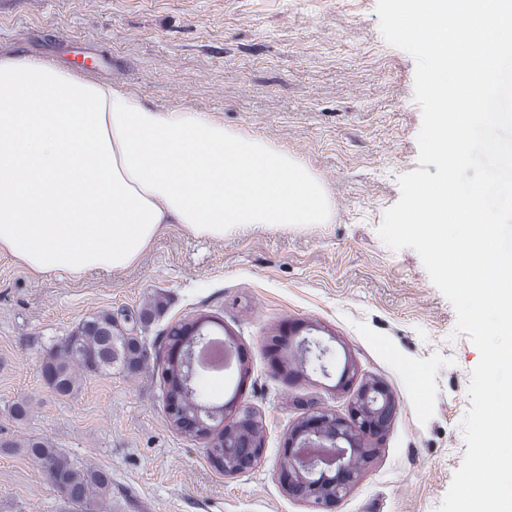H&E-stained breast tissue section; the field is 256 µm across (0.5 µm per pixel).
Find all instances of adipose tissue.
Wrapping results in <instances>:
<instances>
[{
	"label": "adipose tissue",
	"mask_w": 512,
	"mask_h": 512,
	"mask_svg": "<svg viewBox=\"0 0 512 512\" xmlns=\"http://www.w3.org/2000/svg\"><path fill=\"white\" fill-rule=\"evenodd\" d=\"M308 168L221 119L153 108L51 62L0 54V253L37 275L135 264L169 224L220 240L324 224Z\"/></svg>",
	"instance_id": "obj_1"
}]
</instances>
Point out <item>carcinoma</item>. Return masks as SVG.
<instances>
[{
	"instance_id": "carcinoma-1",
	"label": "carcinoma",
	"mask_w": 512,
	"mask_h": 512,
	"mask_svg": "<svg viewBox=\"0 0 512 512\" xmlns=\"http://www.w3.org/2000/svg\"><path fill=\"white\" fill-rule=\"evenodd\" d=\"M211 330L217 336L224 335V325L209 316L200 315L190 321L176 324L181 329L195 323ZM185 336L166 334L159 350V365L163 379L179 375L180 362L173 361L169 351L177 347ZM143 356L141 340L137 336L115 334L112 312L101 311L83 320L66 337L55 342L46 351L41 361L45 383L57 395L70 397L81 387V377L112 373L117 366L129 371L139 369ZM179 396L184 410L194 405H214L216 399L209 393L202 379L194 382L191 395H178L167 388L166 397ZM21 450L31 459L48 482L57 490L65 503L75 512H94L96 501L112 496V477L99 469L83 468L74 463L59 449L39 437H28L22 441L7 439L0 441V451Z\"/></svg>"
}]
</instances>
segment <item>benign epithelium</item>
Returning <instances> with one entry per match:
<instances>
[{"label": "benign epithelium", "instance_id": "benign-epithelium-1", "mask_svg": "<svg viewBox=\"0 0 512 512\" xmlns=\"http://www.w3.org/2000/svg\"><path fill=\"white\" fill-rule=\"evenodd\" d=\"M295 354L304 361L313 355L323 358L326 349L314 347L303 338ZM396 411L387 386L377 380L363 383L349 406L348 415L336 417L320 411L310 412L302 424L291 431L286 453L276 471L289 496L308 504L313 512H334V507L358 481L365 458L357 449L364 447L369 431L386 425ZM177 427L193 436L204 437L207 422L224 423V475L234 476L257 467L264 458L260 440V416L249 407L218 413L198 408L183 414L173 404L167 408Z\"/></svg>", "mask_w": 512, "mask_h": 512}]
</instances>
